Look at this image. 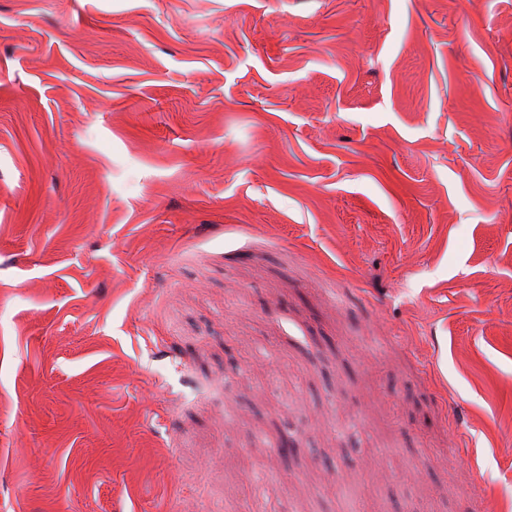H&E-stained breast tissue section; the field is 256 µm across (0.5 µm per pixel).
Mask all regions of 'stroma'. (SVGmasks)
Returning a JSON list of instances; mask_svg holds the SVG:
<instances>
[{"label":"stroma","mask_w":512,"mask_h":512,"mask_svg":"<svg viewBox=\"0 0 512 512\" xmlns=\"http://www.w3.org/2000/svg\"><path fill=\"white\" fill-rule=\"evenodd\" d=\"M348 488L512 512V0H0V512Z\"/></svg>","instance_id":"35a3bbf8"}]
</instances>
